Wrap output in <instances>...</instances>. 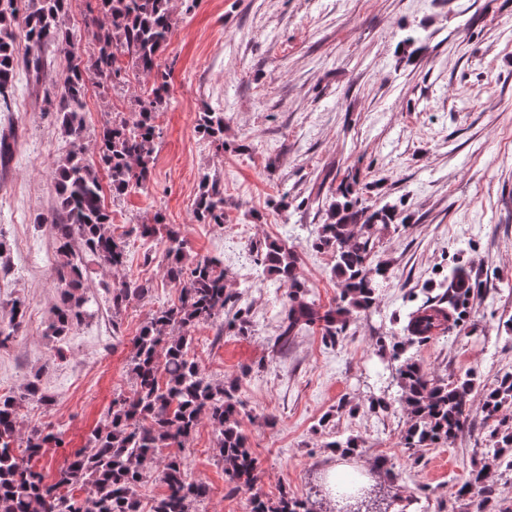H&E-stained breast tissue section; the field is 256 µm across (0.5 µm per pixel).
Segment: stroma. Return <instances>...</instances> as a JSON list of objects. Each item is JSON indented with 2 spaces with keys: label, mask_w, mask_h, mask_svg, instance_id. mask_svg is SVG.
Returning <instances> with one entry per match:
<instances>
[{
  "label": "stroma",
  "mask_w": 512,
  "mask_h": 512,
  "mask_svg": "<svg viewBox=\"0 0 512 512\" xmlns=\"http://www.w3.org/2000/svg\"><path fill=\"white\" fill-rule=\"evenodd\" d=\"M173 25L160 63L170 72L169 104L157 114V141L147 188L106 195L127 261L111 271L89 264L92 315L62 340L46 334L57 301L55 273L41 266L54 242L37 215L55 205L54 178L68 148L45 87L59 81L63 58L48 60L40 79L18 69L15 93L0 111L12 157L0 168V318L10 301H26L23 322L0 348V390L38 377L49 404L21 411V429L44 426L64 445L35 461L53 480L68 453L84 447L118 393H130L131 341L159 306L176 302L166 280L163 243L144 248L138 227L162 213L179 228L190 255L224 266V308L248 312L249 331L217 334L197 326L191 352L206 378L237 383L246 403L242 430L259 468L253 491L280 490L307 500L312 512H336L325 492L331 469H366L388 512H472L456 490L482 465L502 505L512 508V471L494 462L484 394L512 372V0H172ZM134 85L100 93L85 108L89 133L115 116L132 118ZM224 115V148L199 133L203 112ZM224 186L223 225L200 224L194 204L203 175ZM371 183L367 201L392 205L397 219L376 243L387 263L376 301L353 314L336 345L320 329L302 331L287 352L274 348L286 295L255 263L252 247L278 240L294 247L299 272L317 308L339 291L330 253L315 248L338 180ZM471 267L483 288L462 328L407 348L432 375L477 377L471 425L446 445L408 459L402 434L408 414L379 337L400 333L411 290L440 280L455 263ZM148 289L120 317L111 292L119 279ZM385 397L388 411L370 399ZM356 437L342 457L329 441ZM201 422L185 449L190 480L205 483L199 512H248L250 492L234 490Z\"/></svg>",
  "instance_id": "1"
}]
</instances>
